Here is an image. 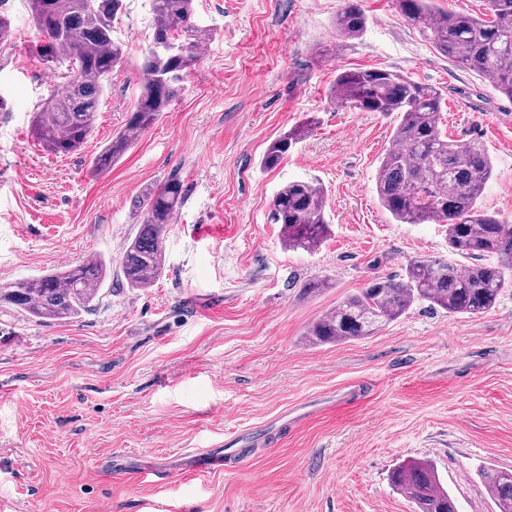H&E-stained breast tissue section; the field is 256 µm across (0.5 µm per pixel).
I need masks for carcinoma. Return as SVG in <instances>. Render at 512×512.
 I'll return each mask as SVG.
<instances>
[{"label": "carcinoma", "instance_id": "carcinoma-1", "mask_svg": "<svg viewBox=\"0 0 512 512\" xmlns=\"http://www.w3.org/2000/svg\"><path fill=\"white\" fill-rule=\"evenodd\" d=\"M41 34L36 52L45 63H68L65 88L40 100L33 134L55 155L79 149L99 111L104 82L124 58L114 25L124 0H27ZM414 27L442 56L487 79L512 99V0H489L490 13L476 17L437 8L434 0H396ZM150 42L140 93L125 129L95 158L107 168L131 148L132 134L152 127L175 100L183 77L199 60L211 30L195 21V0H149ZM367 24L357 0H346L336 16L340 37L356 40ZM337 101L394 122L392 145L375 173L381 207L400 224L446 227L449 248L488 262L459 267L443 259L419 257L402 275L378 276L345 296L307 331L313 345L373 336L418 303L450 314L478 316L494 308L512 288V224L481 207L478 199L493 177V163L478 141L448 138L441 128V90L388 68L337 70ZM296 125L272 141L262 166L277 167L307 134ZM183 203L182 183L170 177L137 200L142 224L117 259L129 288H146L163 272L165 235ZM327 198L313 180L292 181L272 199L271 220L281 225L291 251L312 252L328 235ZM112 262L97 254L75 266L0 285V308L35 319L73 320L89 310ZM481 477L498 512H512V470L484 469ZM391 485L405 492L417 512H460L435 465L410 459L390 473Z\"/></svg>", "mask_w": 512, "mask_h": 512}]
</instances>
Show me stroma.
I'll list each match as a JSON object with an SVG mask.
<instances>
[{
	"instance_id": "1",
	"label": "stroma",
	"mask_w": 512,
	"mask_h": 512,
	"mask_svg": "<svg viewBox=\"0 0 512 512\" xmlns=\"http://www.w3.org/2000/svg\"><path fill=\"white\" fill-rule=\"evenodd\" d=\"M345 0H196L212 39L168 112L111 167L94 158L140 92L148 0H126L125 45L95 129L73 153L45 152L32 116L65 66L30 51L40 38L26 0H0V280L95 254L135 236L143 191L178 176L185 199L165 236L166 265L148 288L112 270L94 307L69 322L0 310V512H416L390 471L433 461L461 512H494L480 466L512 469V288L489 312L414 305L361 340L309 344L310 324L374 276L418 257L471 265L436 224H399L374 174L392 123L337 104L340 68H389L445 93L442 129L476 140L495 176L480 203L512 224V99L441 56L395 0H360L362 38L345 41ZM313 120L272 170L278 135ZM314 178L330 232L289 251L270 219L277 190ZM329 288L306 298L310 279ZM360 387L344 401L341 391ZM288 433L269 429L238 468L185 474L193 449L305 406ZM125 450L161 484L114 470Z\"/></svg>"
}]
</instances>
